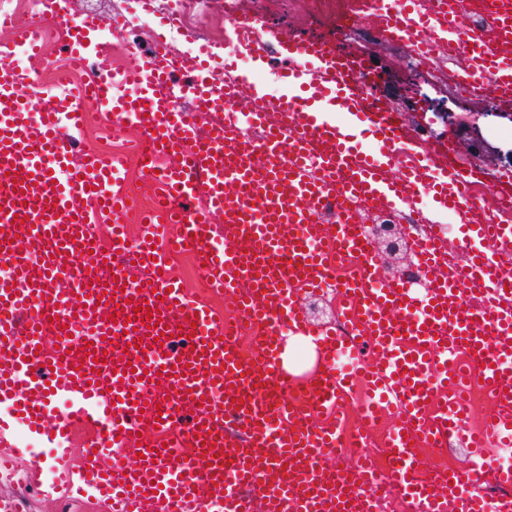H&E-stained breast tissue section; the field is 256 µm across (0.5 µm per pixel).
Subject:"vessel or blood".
Returning a JSON list of instances; mask_svg holds the SVG:
<instances>
[{
  "instance_id": "vessel-or-blood-1",
  "label": "vessel or blood",
  "mask_w": 512,
  "mask_h": 512,
  "mask_svg": "<svg viewBox=\"0 0 512 512\" xmlns=\"http://www.w3.org/2000/svg\"><path fill=\"white\" fill-rule=\"evenodd\" d=\"M373 13L387 37L425 56L454 54L465 31L471 47L458 81L491 80L499 101L512 104V0H438L423 12L410 0H379ZM484 13L493 33L466 27V16ZM104 23L121 31L129 20L54 13L74 66H84L88 34ZM0 29L13 32L0 54L41 57L40 25L0 16ZM236 29L253 55H277L288 89L279 100L261 95L230 53L189 60L161 34L130 49L120 73L92 70L70 95L42 90V105L30 75L0 70V265L11 270L0 279V400L62 459L74 427L93 430L82 469L59 479L73 494L103 498L111 512H205L214 499L221 512H377V496L396 482L423 512H512L511 496L477 492L482 460L466 480L453 468L423 475L416 467L419 448L456 437L470 448L512 447V279L490 256L512 246V225L473 208L468 187L482 169L457 168L454 146L439 143L388 177L384 158L412 140L359 58L333 38L259 36L248 21ZM123 85L136 94H119ZM179 95L191 111L176 106ZM88 106L139 130L135 160L157 198L150 210L135 213L123 190L124 158L74 160ZM336 112L353 124H336ZM199 116L211 117L207 131ZM368 138L381 156L365 149ZM436 164L453 171V182L431 176ZM421 188L481 243L458 273L435 230L411 234L422 298L381 274L358 229L360 205L411 210ZM103 214L114 220L112 239L96 244L86 226ZM128 215L142 228L134 241L122 223ZM177 248L200 262L213 293L234 296L236 319L189 297L170 275L167 255ZM127 257L148 279L126 276ZM339 258L358 261L340 291L358 320L342 334L312 327L298 302L301 291L334 280ZM101 294L108 304L98 303ZM151 309L160 321L149 327ZM239 319L261 332L248 358L237 349ZM287 332L313 337L322 352L325 365L308 381L280 365ZM363 336L375 347L369 362L359 357ZM344 353L352 361L343 373L333 363ZM362 374L372 395L356 446L389 407L405 419L386 441L385 466L362 462L339 474L323 463L336 432L317 429L314 416ZM474 379L494 410L471 431L464 385ZM59 398L67 410L53 411ZM133 445L142 452L136 466L111 461L113 448Z\"/></svg>"
}]
</instances>
